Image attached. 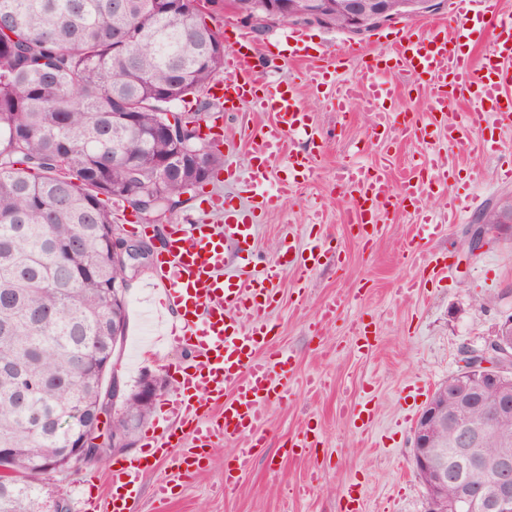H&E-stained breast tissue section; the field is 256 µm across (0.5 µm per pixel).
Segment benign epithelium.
Returning a JSON list of instances; mask_svg holds the SVG:
<instances>
[{
  "mask_svg": "<svg viewBox=\"0 0 512 512\" xmlns=\"http://www.w3.org/2000/svg\"><path fill=\"white\" fill-rule=\"evenodd\" d=\"M247 21L326 24L342 17L345 29L362 35L400 18H413L439 7V0H236ZM462 370L432 394L413 429L412 463L427 491L428 512H512V441L485 448L498 425L512 421V318L500 323L479 349L460 352ZM454 430L453 456H440V434ZM81 446L66 451L61 470L88 460ZM470 460L475 482L458 474L455 459Z\"/></svg>",
  "mask_w": 512,
  "mask_h": 512,
  "instance_id": "benign-epithelium-1",
  "label": "benign epithelium"
}]
</instances>
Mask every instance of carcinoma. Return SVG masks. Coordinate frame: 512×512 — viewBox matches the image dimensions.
<instances>
[{
  "label": "carcinoma",
  "mask_w": 512,
  "mask_h": 512,
  "mask_svg": "<svg viewBox=\"0 0 512 512\" xmlns=\"http://www.w3.org/2000/svg\"><path fill=\"white\" fill-rule=\"evenodd\" d=\"M217 0H0V512L90 437L127 325L112 205L162 218L222 153L201 137L224 69ZM134 439L153 401L121 399Z\"/></svg>",
  "instance_id": "1"
}]
</instances>
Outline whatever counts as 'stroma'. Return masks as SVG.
<instances>
[{
	"instance_id": "obj_1",
	"label": "stroma",
	"mask_w": 512,
	"mask_h": 512,
	"mask_svg": "<svg viewBox=\"0 0 512 512\" xmlns=\"http://www.w3.org/2000/svg\"><path fill=\"white\" fill-rule=\"evenodd\" d=\"M213 17L218 28L231 24L249 35L260 62L259 76L293 89L315 131V179L263 217L247 247L250 258L276 260L287 237L300 245L320 237L332 250L310 277L301 278L288 266L275 283L280 303L270 324L276 344L294 356L293 372L287 398L271 399L264 407L265 445L236 491L224 492V468L236 445L223 442L166 503L153 497L157 472L146 473L137 512H340L351 487L361 494L363 512H427L426 491L411 463L415 421L434 389L460 370L461 349L481 347L512 316V185L497 182L500 170L512 165V129L501 133L495 152L485 150L472 134L448 148V191L469 204L458 223L442 226L416 250L410 246L414 222L398 210L389 215L383 234L363 245L346 225L350 203L336 187V169L355 156L377 162L383 145L371 134V113L358 106L345 115L335 112L307 82L303 64L286 60L283 35L289 24L246 23L228 5L217 7ZM447 19L443 5L362 35L333 25L303 24L299 30L314 51L356 50L346 68L347 77L355 78L363 74L359 52L380 49L392 33L425 32ZM267 118V113L252 112L208 130V137L234 142L223 153L225 165L245 170L248 136ZM208 192L239 208L249 204L241 185L218 173L189 193L172 223L202 215ZM317 209L324 213L320 224L310 221ZM489 214L497 222L486 244L471 249L474 225ZM429 250L454 256L447 278L434 281L423 267V254ZM153 281L150 263L128 278L126 336L114 374L129 390L144 375L162 377L169 397L182 353L173 347L148 350L157 332L154 303L147 294ZM409 282L414 288L407 294L403 287ZM329 301L340 304L336 319L314 328L317 310ZM359 318L370 322L373 332L371 347L362 352L350 331ZM313 377L320 378V386L310 387ZM362 404L373 411L371 424L356 418ZM308 425L319 435L318 447L292 455L289 438Z\"/></svg>"
}]
</instances>
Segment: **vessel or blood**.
I'll return each mask as SVG.
<instances>
[{"instance_id":"b4317fda","label":"vessel or blood","mask_w":512,"mask_h":512,"mask_svg":"<svg viewBox=\"0 0 512 512\" xmlns=\"http://www.w3.org/2000/svg\"><path fill=\"white\" fill-rule=\"evenodd\" d=\"M449 5L451 17L465 23L461 38L448 37L442 28L396 36L385 50L366 55L365 74L356 81L340 79L341 60L315 56L308 60V81L323 88L336 111H349L354 101H362L374 117V136L388 144L398 133L423 141L430 130L440 129L445 141L453 144L467 131L481 137L511 129L512 20L499 21L500 0H449ZM494 18L499 32L492 51L481 72H474L464 47L482 43L486 24ZM253 59L245 41L227 37L224 78L209 89L224 119L239 117L246 105L271 115L249 144L244 187L251 206L241 210L214 195L209 209L223 214V223L194 218L168 226L167 242L155 265L157 303L177 318L158 342L182 347L187 357L163 409L164 429L149 435L147 453L112 465L107 504L87 493L80 499V512H135L140 479L156 468L161 476L154 494L158 501H167L174 488L200 470L220 441L243 439L246 447L236 449L224 469V491L234 492L264 440L265 403L288 391L294 357L272 346L267 325L278 302L273 283L283 263H257L233 277L224 269L231 246L248 243L265 213L280 209L298 184L314 179L315 156L287 150L288 137L310 139V114L290 88L258 78ZM395 71L428 80L422 122L404 120L397 106L400 94L388 80ZM455 103L467 104V111L449 114ZM283 155L288 158V175L273 177L272 164ZM448 176L447 159L434 149L401 182L389 178L386 162H348L338 167L336 184L351 200L348 221L360 239L380 235L391 209L399 205L412 207L418 232L427 237L443 224L445 215L420 207L419 201L431 190L447 193ZM327 253L325 241L316 238L301 248L290 239L281 245L285 263L297 266L305 277Z\"/></svg>"}]
</instances>
